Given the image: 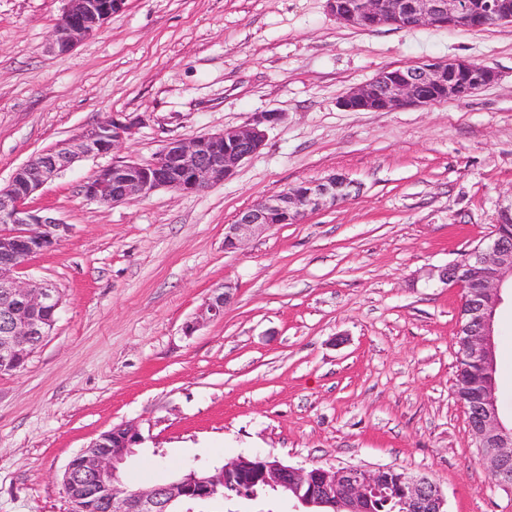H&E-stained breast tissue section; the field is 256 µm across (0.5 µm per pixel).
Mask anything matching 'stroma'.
Masks as SVG:
<instances>
[{
    "label": "stroma",
    "instance_id": "obj_1",
    "mask_svg": "<svg viewBox=\"0 0 512 512\" xmlns=\"http://www.w3.org/2000/svg\"><path fill=\"white\" fill-rule=\"evenodd\" d=\"M64 0H0V187L35 154L108 115L136 123L30 201L69 224L23 279L62 304L51 336L0 374V512H70L61 477L113 425L145 437L121 481L240 456L428 476L448 512H512L478 460L454 388L461 295L432 279L489 237L512 202V24L465 31L340 24L327 0H126L68 53ZM461 58L494 69L467 97L391 112L339 102L380 71ZM281 113L223 183L112 206L82 187L117 160ZM345 174L347 201L240 248L224 227L275 190ZM222 320L193 334L212 289ZM497 403L512 418V293L497 310ZM178 512H295L215 498ZM236 286L231 282H224L220 287L215 288L209 297L206 298L201 308L200 320L186 324L185 333L190 335L200 326V321H216L224 317V308L232 302Z\"/></svg>",
    "mask_w": 512,
    "mask_h": 512
}]
</instances>
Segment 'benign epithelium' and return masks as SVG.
<instances>
[{"instance_id":"obj_1","label":"benign epithelium","mask_w":512,"mask_h":512,"mask_svg":"<svg viewBox=\"0 0 512 512\" xmlns=\"http://www.w3.org/2000/svg\"><path fill=\"white\" fill-rule=\"evenodd\" d=\"M126 0H66L55 24L49 47L64 54L84 37L97 32ZM340 23L358 29L392 26L396 29L428 26L479 30L512 24L508 0H328ZM496 72L463 59H429L416 65L386 68L370 82L351 89L340 105L347 111H388L407 106H428L462 91L474 94L493 82ZM280 120L276 112H260L240 127H226L187 141L175 140L147 163L120 160L100 169L85 183V197L104 205L130 203L158 189L196 193L233 176L238 166L259 152L268 130ZM134 121L110 115L84 128L70 139L56 143L20 166L0 189V373L24 367L36 348L51 336L61 297L49 284L19 280L17 273L35 255L56 248L69 225L27 200L61 171L85 157L111 153L129 134ZM352 181L342 173L284 190L273 191L224 225V248L235 249L245 239L258 236L277 224H293L310 213L351 197ZM512 204L499 211L489 242L478 244L431 276L461 292L458 335L459 357L495 371L496 312L502 290L512 286ZM235 285L215 288L201 308L200 319L185 326L194 333L202 321L224 317L234 298ZM496 382L486 380L473 402L468 425L480 461L496 482L512 487V426L499 413ZM144 438L134 422H123L104 432L69 462L62 486L71 512H91L96 503L112 512H172L180 503L224 496V486L241 492L255 485L287 499H295L312 512H368L371 490L380 492L387 475L397 474L400 512H446L440 489L426 476H410L393 468L367 471L360 467H294L271 457L240 456L214 470L184 467L170 480L147 488L122 486L120 471ZM91 481L98 501L74 494L79 479Z\"/></svg>"}]
</instances>
